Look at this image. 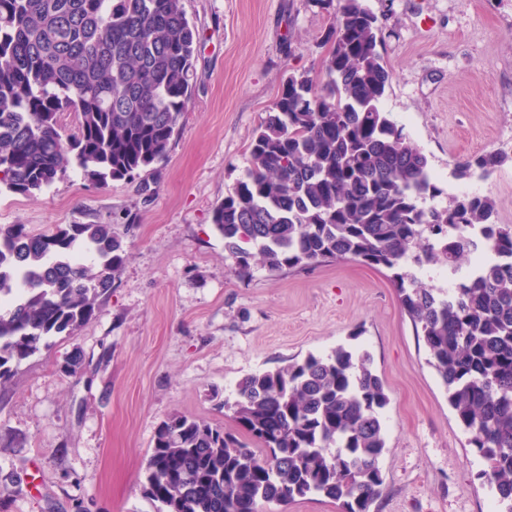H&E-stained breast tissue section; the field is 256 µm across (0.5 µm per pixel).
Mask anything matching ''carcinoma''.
Returning a JSON list of instances; mask_svg holds the SVG:
<instances>
[{
  "label": "carcinoma",
  "mask_w": 512,
  "mask_h": 512,
  "mask_svg": "<svg viewBox=\"0 0 512 512\" xmlns=\"http://www.w3.org/2000/svg\"><path fill=\"white\" fill-rule=\"evenodd\" d=\"M333 10L314 75H290L254 132L246 178L212 210L244 278L332 260L391 272L428 363L487 469L499 512H512V225L489 196L445 195L426 154L382 108L393 80L378 16L365 0ZM197 32L183 0H0V184L33 195L75 165L94 183L133 178L178 135ZM74 117L62 135L60 119ZM500 152L456 163L486 179ZM85 248L94 262H79ZM489 259L477 265L474 253ZM125 261L110 224L33 233L0 224V386L54 336L95 315ZM469 264L454 288L414 269ZM86 367L81 351L63 366ZM389 396L370 356L342 345L244 376L236 430L174 413L156 428L141 493L153 512H260L320 495L371 512L384 483Z\"/></svg>",
  "instance_id": "cac0c4a2"
}]
</instances>
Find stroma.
Instances as JSON below:
<instances>
[{"label":"stroma","instance_id":"stroma-1","mask_svg":"<svg viewBox=\"0 0 512 512\" xmlns=\"http://www.w3.org/2000/svg\"><path fill=\"white\" fill-rule=\"evenodd\" d=\"M388 34L383 108L446 192L455 163L510 160L478 193L512 224V0H367ZM198 42L190 102L167 157L100 186L75 168L46 192L0 190V224H109L126 250L95 317L50 338L0 389L6 512H150L141 494L171 414L234 428L225 400L246 375L344 345L368 351L389 403L371 512H493L484 460L448 405L390 273L341 261L235 275L211 221L248 169L255 129L289 74L320 66L330 16L310 0H183ZM81 350V375L64 360Z\"/></svg>","mask_w":512,"mask_h":512}]
</instances>
